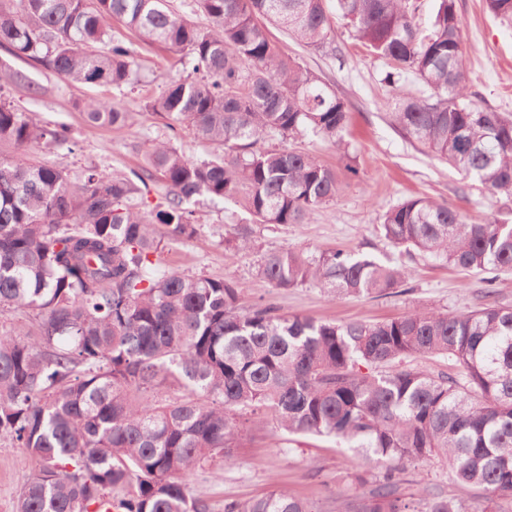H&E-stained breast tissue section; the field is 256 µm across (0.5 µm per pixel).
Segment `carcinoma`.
Instances as JSON below:
<instances>
[{"mask_svg": "<svg viewBox=\"0 0 512 512\" xmlns=\"http://www.w3.org/2000/svg\"><path fill=\"white\" fill-rule=\"evenodd\" d=\"M198 27L168 0H0V47L85 85L134 84L118 22L148 44L181 54L187 74L146 107L175 131L217 150L192 160L154 144L129 176L91 168L73 182L34 162L62 146V126H39L0 100V314L23 310L33 330L0 331V438L32 464L14 512H213L190 486L215 456L229 461L257 423L295 436H332L372 464L337 493L336 512H502L512 500V308L494 283L512 273V224L469 222L427 196L389 208L379 227L395 248L487 274L480 308L454 315L413 309L382 322L336 324L245 304L225 279L160 266L172 240L200 231L198 198L238 200L258 224H303L340 189L336 169L266 136L308 131L336 147L349 110L319 77L286 57L266 19L304 46L331 39L340 15L366 51L384 59L396 91L394 124L425 152L512 197V115L469 92L456 0H436L430 23L418 0H195ZM512 25V0H483ZM109 43L108 51L97 45ZM412 75L417 89L402 84ZM94 124L122 126L114 102L84 105ZM162 183L160 209L134 196ZM248 224L233 225L237 247ZM257 275L272 288L313 284L330 298L385 297L408 271L340 249L265 253ZM440 356L448 370L421 358ZM177 387L186 394L166 399ZM439 457L461 494L404 473ZM483 490L473 501L470 488ZM224 512H320L275 488L224 504Z\"/></svg>", "mask_w": 512, "mask_h": 512, "instance_id": "cac0c4a2", "label": "carcinoma"}]
</instances>
